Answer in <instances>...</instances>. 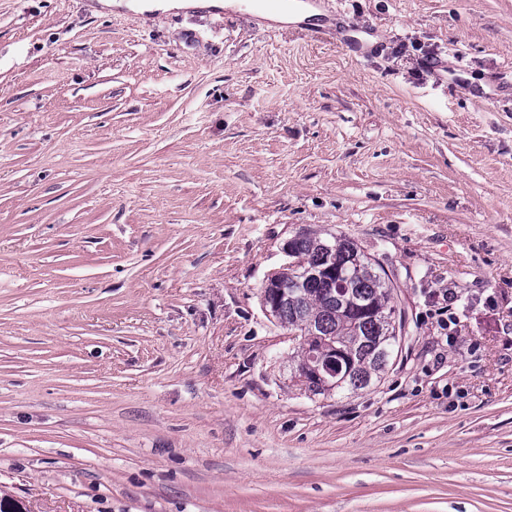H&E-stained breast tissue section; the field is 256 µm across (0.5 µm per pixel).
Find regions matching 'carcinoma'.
I'll return each mask as SVG.
<instances>
[{
	"instance_id": "cac0c4a2",
	"label": "carcinoma",
	"mask_w": 512,
	"mask_h": 512,
	"mask_svg": "<svg viewBox=\"0 0 512 512\" xmlns=\"http://www.w3.org/2000/svg\"><path fill=\"white\" fill-rule=\"evenodd\" d=\"M328 239L316 232H303L296 239L289 274L301 281V296L288 301L276 317L290 332H303L312 323L336 355L347 358L340 380L334 386L308 377L313 395L358 391L371 386L385 371L391 356L388 349L399 346L404 320L392 303V281L375 260L345 236L336 238L334 259L341 275L330 285L321 273L326 266Z\"/></svg>"
}]
</instances>
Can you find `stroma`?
Wrapping results in <instances>:
<instances>
[{
	"mask_svg": "<svg viewBox=\"0 0 512 512\" xmlns=\"http://www.w3.org/2000/svg\"><path fill=\"white\" fill-rule=\"evenodd\" d=\"M94 2L0 0V500L512 512V0ZM304 231L393 276L366 390L262 309Z\"/></svg>",
	"mask_w": 512,
	"mask_h": 512,
	"instance_id": "obj_1",
	"label": "stroma"
}]
</instances>
